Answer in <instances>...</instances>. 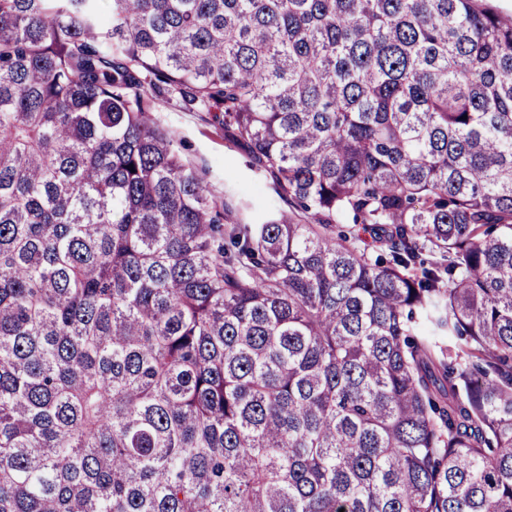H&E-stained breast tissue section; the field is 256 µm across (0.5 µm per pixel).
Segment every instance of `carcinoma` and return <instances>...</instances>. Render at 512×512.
I'll list each match as a JSON object with an SVG mask.
<instances>
[{"mask_svg":"<svg viewBox=\"0 0 512 512\" xmlns=\"http://www.w3.org/2000/svg\"><path fill=\"white\" fill-rule=\"evenodd\" d=\"M99 2L0 0V512H512V18ZM152 115L181 141L186 161L206 171L209 188L239 210L243 222L259 224L268 218L276 198L272 183L248 166L204 114L188 112L178 99L166 97L157 101Z\"/></svg>","mask_w":512,"mask_h":512,"instance_id":"carcinoma-1","label":"carcinoma"}]
</instances>
